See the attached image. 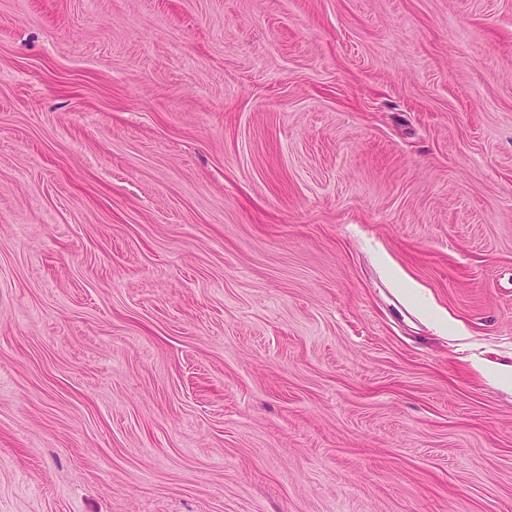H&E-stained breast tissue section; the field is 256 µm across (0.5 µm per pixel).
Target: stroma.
Instances as JSON below:
<instances>
[{"instance_id":"1","label":"stroma","mask_w":512,"mask_h":512,"mask_svg":"<svg viewBox=\"0 0 512 512\" xmlns=\"http://www.w3.org/2000/svg\"><path fill=\"white\" fill-rule=\"evenodd\" d=\"M0 512H512V0H0Z\"/></svg>"}]
</instances>
